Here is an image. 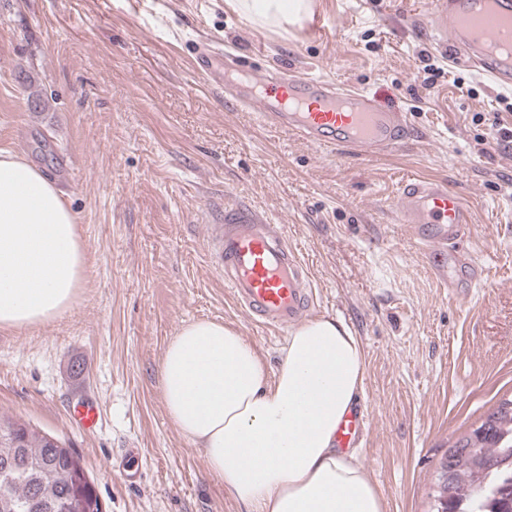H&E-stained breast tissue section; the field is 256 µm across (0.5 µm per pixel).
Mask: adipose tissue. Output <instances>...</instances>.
<instances>
[{
    "label": "adipose tissue",
    "mask_w": 512,
    "mask_h": 512,
    "mask_svg": "<svg viewBox=\"0 0 512 512\" xmlns=\"http://www.w3.org/2000/svg\"><path fill=\"white\" fill-rule=\"evenodd\" d=\"M263 27L307 0H235ZM85 245L47 173L0 148V328L52 321L82 286ZM366 353L344 323L293 328L276 372L234 328L182 326L159 367L166 411L249 512H384L383 497L336 432L364 394Z\"/></svg>",
    "instance_id": "adipose-tissue-1"
}]
</instances>
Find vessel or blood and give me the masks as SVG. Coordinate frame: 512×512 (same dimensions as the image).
<instances>
[{"label":"vessel or blood","mask_w":512,"mask_h":512,"mask_svg":"<svg viewBox=\"0 0 512 512\" xmlns=\"http://www.w3.org/2000/svg\"><path fill=\"white\" fill-rule=\"evenodd\" d=\"M431 14L452 51L500 87L512 89V0H432ZM194 67L211 84L224 85V55L198 50ZM237 102L317 146H353L375 153L398 144L409 130L406 113L369 93L343 94L336 85L314 76L283 80L272 74L246 72L229 88ZM402 220L428 253L451 254L458 278L480 281L478 264L450 247L465 234L470 214L464 199L443 183H412L403 191ZM211 252L236 306L248 318L285 334L315 306L309 267L289 243L281 225L259 211L234 205L224 221L212 225ZM74 420L85 430L98 425L95 398L78 400ZM368 416L359 412L338 428V444L349 447L362 434Z\"/></svg>","instance_id":"obj_1"}]
</instances>
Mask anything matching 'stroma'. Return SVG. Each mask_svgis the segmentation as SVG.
<instances>
[{
	"mask_svg": "<svg viewBox=\"0 0 512 512\" xmlns=\"http://www.w3.org/2000/svg\"><path fill=\"white\" fill-rule=\"evenodd\" d=\"M429 2L311 0L313 35L305 22L259 26L233 0H0V148L57 180L86 249L68 311L0 330V412L74 448L103 512H245L169 420L159 379L169 340L201 319L237 328L269 371L280 364L285 336L239 311L210 251V225L235 203L284 225L316 316L365 348L371 425L356 451L385 512H435L449 447L512 398V149L481 141L512 113L453 59ZM200 42L228 64L378 94L410 134L372 156L312 145L210 86L193 67ZM423 50L440 69L430 87ZM33 92L45 109L30 110ZM417 179L469 204L478 285L449 290L401 224ZM85 394L100 410L90 433L69 419Z\"/></svg>",
	"mask_w": 512,
	"mask_h": 512,
	"instance_id": "35a3bbf8",
	"label": "stroma"
}]
</instances>
